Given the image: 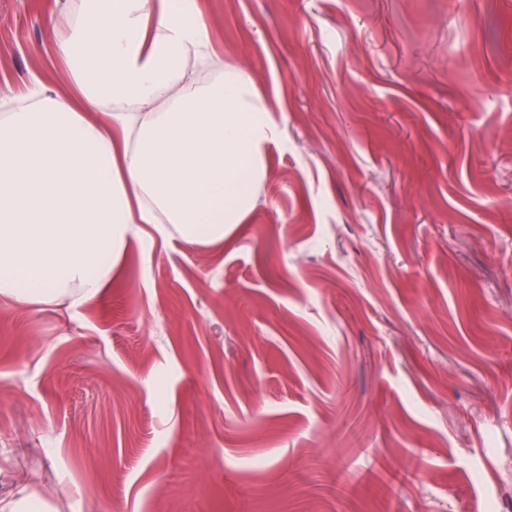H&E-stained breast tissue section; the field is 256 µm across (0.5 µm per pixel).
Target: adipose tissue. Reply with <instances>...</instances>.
<instances>
[{"mask_svg": "<svg viewBox=\"0 0 512 512\" xmlns=\"http://www.w3.org/2000/svg\"><path fill=\"white\" fill-rule=\"evenodd\" d=\"M57 26L70 94L38 84L0 116V295L21 305L97 297L149 227L223 242L280 133L244 72L195 80L213 59L200 0H82Z\"/></svg>", "mask_w": 512, "mask_h": 512, "instance_id": "adipose-tissue-1", "label": "adipose tissue"}]
</instances>
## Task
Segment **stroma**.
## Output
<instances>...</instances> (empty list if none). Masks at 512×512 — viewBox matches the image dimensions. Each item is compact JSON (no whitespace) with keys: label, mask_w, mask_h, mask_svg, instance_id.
Wrapping results in <instances>:
<instances>
[{"label":"stroma","mask_w":512,"mask_h":512,"mask_svg":"<svg viewBox=\"0 0 512 512\" xmlns=\"http://www.w3.org/2000/svg\"><path fill=\"white\" fill-rule=\"evenodd\" d=\"M280 127L219 244L0 295V512H512V0H200ZM0 0V113L63 92Z\"/></svg>","instance_id":"35a3bbf8"}]
</instances>
